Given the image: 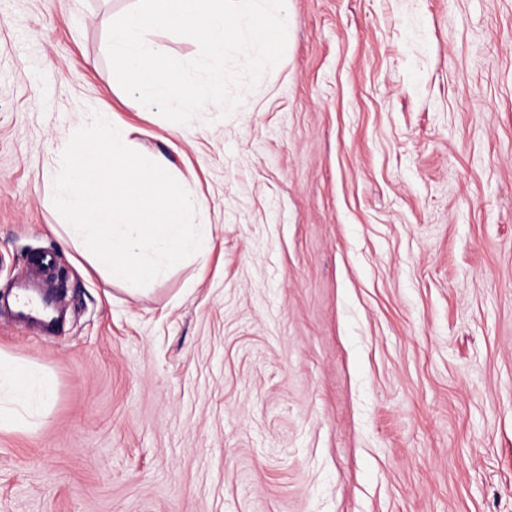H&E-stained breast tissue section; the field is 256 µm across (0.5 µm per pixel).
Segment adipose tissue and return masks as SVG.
Returning a JSON list of instances; mask_svg holds the SVG:
<instances>
[{"instance_id": "obj_1", "label": "adipose tissue", "mask_w": 512, "mask_h": 512, "mask_svg": "<svg viewBox=\"0 0 512 512\" xmlns=\"http://www.w3.org/2000/svg\"><path fill=\"white\" fill-rule=\"evenodd\" d=\"M52 385L40 368L0 354V430H19L46 417Z\"/></svg>"}]
</instances>
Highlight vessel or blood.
Segmentation results:
<instances>
[{"mask_svg": "<svg viewBox=\"0 0 512 512\" xmlns=\"http://www.w3.org/2000/svg\"><path fill=\"white\" fill-rule=\"evenodd\" d=\"M55 271L52 251H41L29 257L25 272L14 283V293L6 311L12 325L45 337L58 335L65 316L64 302L60 295L44 286Z\"/></svg>", "mask_w": 512, "mask_h": 512, "instance_id": "obj_1", "label": "vessel or blood"}]
</instances>
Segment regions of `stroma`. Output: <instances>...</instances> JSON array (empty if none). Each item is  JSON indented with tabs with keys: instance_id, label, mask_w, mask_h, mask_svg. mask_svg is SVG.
Segmentation results:
<instances>
[{
	"instance_id": "stroma-1",
	"label": "stroma",
	"mask_w": 512,
	"mask_h": 512,
	"mask_svg": "<svg viewBox=\"0 0 512 512\" xmlns=\"http://www.w3.org/2000/svg\"><path fill=\"white\" fill-rule=\"evenodd\" d=\"M136 0H0V291L53 251V381L0 431V512H512V0H287L229 115L130 104ZM94 109L202 203L212 247L138 291L61 228Z\"/></svg>"
}]
</instances>
